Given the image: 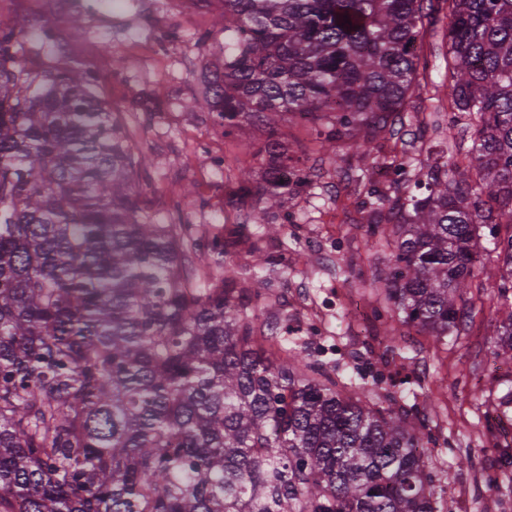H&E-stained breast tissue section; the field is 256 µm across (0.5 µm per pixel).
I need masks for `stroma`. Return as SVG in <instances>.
I'll return each mask as SVG.
<instances>
[{"mask_svg":"<svg viewBox=\"0 0 512 512\" xmlns=\"http://www.w3.org/2000/svg\"><path fill=\"white\" fill-rule=\"evenodd\" d=\"M74 0H0V22L16 29H51L55 41L25 40L26 66L92 69L98 92L121 112L136 149L145 153L148 173L136 191L162 224L181 211L187 224L220 229L235 221L232 199L242 173L266 191L269 154L254 145L273 142L295 165L292 185L276 213L278 234L264 236L265 249L284 250L291 265L281 284L279 311L288 318L287 336L304 355L320 359L333 376H354L370 396L403 395L426 414L435 442L429 469L439 512H512V433L503 431L500 398L512 390V361L498 357L490 325L504 317L494 260L473 281L460 335L435 341L409 336L410 348L393 353L389 341L405 328L399 317L374 319L381 296L370 285L392 262L390 249L368 244L357 224L363 188L359 170L374 156L341 146L338 154L317 151V126L289 118L275 132L242 123L225 135L204 91V82L224 68L222 0H129L113 12L112 0H92L80 13L83 32L70 34ZM451 22L441 10L424 24L419 42L427 62L409 100L406 124L381 141L385 154H401L407 143L426 151L455 153L469 144L472 128L454 122L437 94L445 79L446 32Z\"/></svg>","mask_w":512,"mask_h":512,"instance_id":"stroma-1","label":"stroma"}]
</instances>
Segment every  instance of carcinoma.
I'll list each match as a JSON object with an SVG mask.
<instances>
[{"label": "carcinoma", "mask_w": 512, "mask_h": 512, "mask_svg": "<svg viewBox=\"0 0 512 512\" xmlns=\"http://www.w3.org/2000/svg\"><path fill=\"white\" fill-rule=\"evenodd\" d=\"M423 2L224 0L218 117L311 116L318 150L347 136L373 153L418 82ZM441 2L448 111L477 122L471 145L448 168L384 155V187L357 175L366 236L393 247L374 283L437 338L462 324L487 235L512 303V0ZM24 38L0 23V512H439L417 407H378L277 329L255 334L288 257L242 224L155 223L131 191L147 158L96 74L28 69ZM242 245L246 280L224 260ZM491 336L512 360V313Z\"/></svg>", "instance_id": "carcinoma-1"}]
</instances>
